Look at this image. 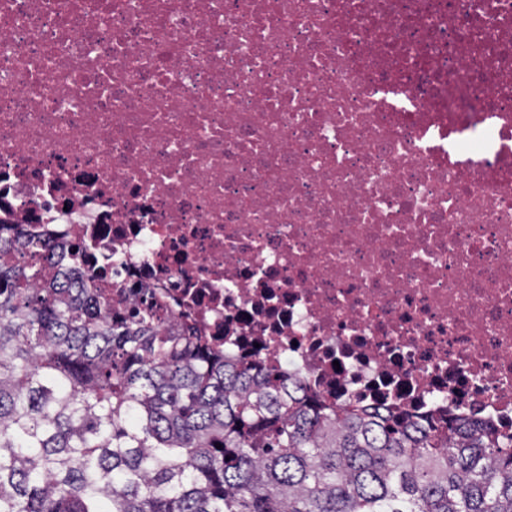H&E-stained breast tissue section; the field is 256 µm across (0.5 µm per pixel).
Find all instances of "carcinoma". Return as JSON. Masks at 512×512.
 <instances>
[{"instance_id":"obj_1","label":"carcinoma","mask_w":512,"mask_h":512,"mask_svg":"<svg viewBox=\"0 0 512 512\" xmlns=\"http://www.w3.org/2000/svg\"><path fill=\"white\" fill-rule=\"evenodd\" d=\"M0 512H512V435L313 395L0 234Z\"/></svg>"}]
</instances>
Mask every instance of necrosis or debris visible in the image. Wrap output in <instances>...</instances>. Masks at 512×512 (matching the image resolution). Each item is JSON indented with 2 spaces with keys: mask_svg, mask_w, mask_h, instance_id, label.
I'll return each instance as SVG.
<instances>
[{
  "mask_svg": "<svg viewBox=\"0 0 512 512\" xmlns=\"http://www.w3.org/2000/svg\"><path fill=\"white\" fill-rule=\"evenodd\" d=\"M0 223L338 404L512 433V0H0Z\"/></svg>",
  "mask_w": 512,
  "mask_h": 512,
  "instance_id": "necrosis-or-debris-1",
  "label": "necrosis or debris"
}]
</instances>
